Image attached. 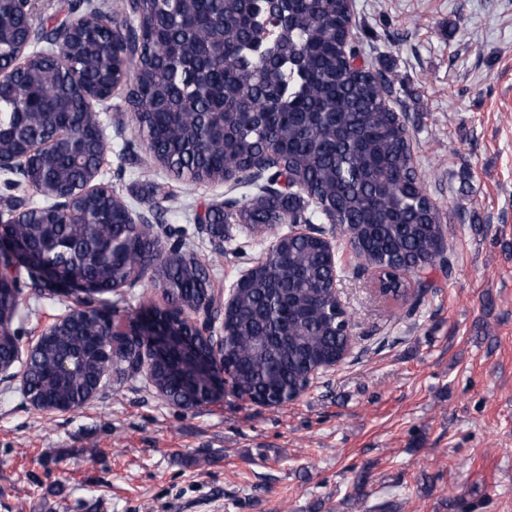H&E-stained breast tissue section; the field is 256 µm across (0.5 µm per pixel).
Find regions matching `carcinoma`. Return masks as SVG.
Returning a JSON list of instances; mask_svg holds the SVG:
<instances>
[{
    "label": "carcinoma",
    "instance_id": "cac0c4a2",
    "mask_svg": "<svg viewBox=\"0 0 512 512\" xmlns=\"http://www.w3.org/2000/svg\"><path fill=\"white\" fill-rule=\"evenodd\" d=\"M72 37L70 69L83 91L41 49L16 69L31 93L0 95V154L61 130L64 144L51 149L30 177L43 197L83 186L89 168L71 152L87 135L83 93L108 96L132 80L127 101L146 148L171 175L186 182L236 180L240 197L207 208L209 224L224 225V241L239 231L274 238L263 271L239 290L224 314V364L238 394L279 407L312 370L346 357L349 320L337 309L329 255L313 236H288L292 224L325 219L351 232L358 267L415 274L447 262L439 206L414 167L407 130L388 107L393 82L359 71L360 48L346 41L349 0H138L135 13L107 18L90 7ZM0 61L8 66L31 24L15 3L0 8ZM112 73V86L101 75ZM267 165L258 180L250 173ZM32 209L17 232L47 260L101 288L123 285L138 269L163 288L169 307L201 310L212 299V270L183 251L188 229L168 254L150 250L152 225L130 224L121 198L88 197L64 219ZM121 242L112 250V241ZM384 293L408 299L396 276ZM102 325L88 319L47 340L29 369L38 398L72 404L114 369L137 371L138 350L107 362L94 339ZM71 371L56 373L62 355ZM159 390L196 400L202 387L169 365L155 371Z\"/></svg>",
    "mask_w": 512,
    "mask_h": 512
}]
</instances>
